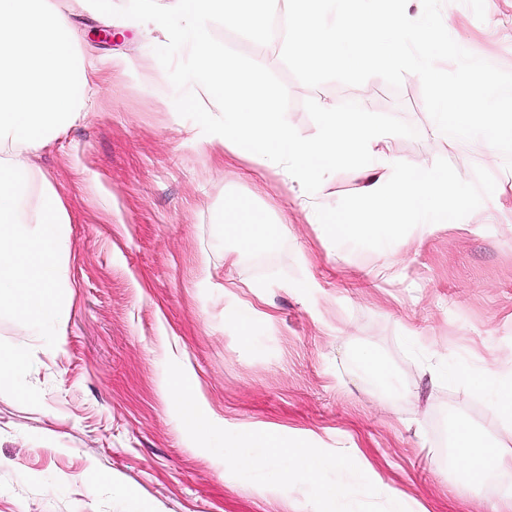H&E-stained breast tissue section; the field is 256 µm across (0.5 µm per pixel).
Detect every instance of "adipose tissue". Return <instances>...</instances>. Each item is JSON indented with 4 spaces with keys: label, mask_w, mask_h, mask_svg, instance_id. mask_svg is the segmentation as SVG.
Masks as SVG:
<instances>
[{
    "label": "adipose tissue",
    "mask_w": 512,
    "mask_h": 512,
    "mask_svg": "<svg viewBox=\"0 0 512 512\" xmlns=\"http://www.w3.org/2000/svg\"><path fill=\"white\" fill-rule=\"evenodd\" d=\"M107 63L134 67L124 57ZM107 63L80 49L75 25L50 0H0V309L8 308L24 331L59 314L70 222L64 201L49 185L40 191L35 215L25 211L29 158L88 116L90 77ZM219 221L241 253L258 250L272 238L269 225L245 201L225 206ZM428 374L437 385L466 383L489 399L491 418L512 430V362L474 373L433 363ZM452 448L464 491L486 481L489 460L512 465L511 453L464 420L453 428Z\"/></svg>",
    "instance_id": "ef3b65f1"
}]
</instances>
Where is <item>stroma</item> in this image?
<instances>
[{"label": "stroma", "instance_id": "1", "mask_svg": "<svg viewBox=\"0 0 512 512\" xmlns=\"http://www.w3.org/2000/svg\"><path fill=\"white\" fill-rule=\"evenodd\" d=\"M54 2L98 57L139 66L108 71L94 116L31 159L32 191L51 184L70 211L68 286L57 337L20 333L0 313V350L27 357L0 385V512H305L304 487L282 496L225 475L181 430L161 390L171 360L216 425L361 449L380 492L400 489L431 512H483L512 487V470L493 462L484 484L460 492L453 423L469 420L510 447L512 436L467 386L431 385L421 353L438 343L440 363L460 369L512 358V169L434 139L414 75L396 90L378 77L310 88L284 65L282 35L259 45L213 25L285 83L287 119L302 136L317 131L306 99L352 100L418 129L386 136L389 154L446 159L467 181L483 164L496 180L467 229L440 225L403 253L334 245L310 223L301 185L194 137L154 54L163 34L145 37L140 22L99 16L82 0ZM442 19L460 46L512 72V0H445ZM233 200L276 225L269 246L233 255L216 222ZM386 265L395 278L374 277ZM244 302L256 311L248 344L236 328ZM365 349L386 378L363 365Z\"/></svg>", "mask_w": 512, "mask_h": 512}]
</instances>
